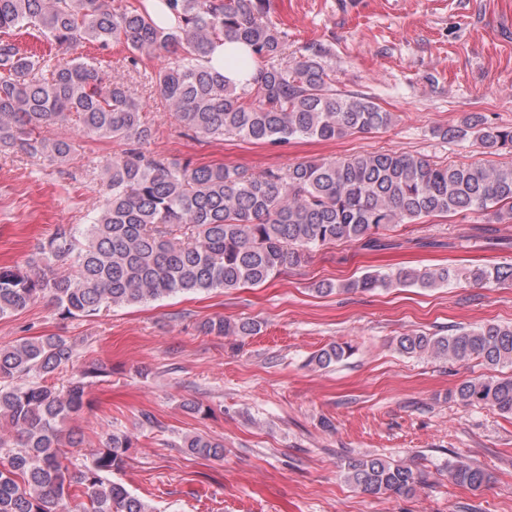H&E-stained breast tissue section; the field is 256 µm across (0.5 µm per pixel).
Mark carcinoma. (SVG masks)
<instances>
[{"label":"carcinoma","mask_w":512,"mask_h":512,"mask_svg":"<svg viewBox=\"0 0 512 512\" xmlns=\"http://www.w3.org/2000/svg\"><path fill=\"white\" fill-rule=\"evenodd\" d=\"M175 23L154 21L128 4L110 8L102 0H0V154L21 153L52 164L67 163L78 139L95 137L125 145L106 169L105 206L82 238L60 224L36 248L26 269L0 267V318L49 298L63 318L92 317L111 306L153 301L188 292L226 291L260 285L301 266L309 251L338 241L376 247L395 224L464 212L481 213L490 224L512 220V163H434L423 156L373 152L344 160L298 162L288 170L249 174L219 165L197 166L145 150L154 130L128 78L136 74L174 111L179 127L195 138L239 136L253 143L294 139L333 140L386 128L395 115L368 97L332 89L318 61L324 49L293 58L284 67L282 32L270 17L269 0H163ZM32 31L47 43L73 49L91 43L103 51L123 47L122 72L112 74L96 59L47 58L11 39ZM224 39L249 49L251 82L229 83L206 65L210 49ZM167 52L170 65L147 70L146 60ZM60 125L69 137H48ZM447 140L471 139L484 152L512 150V127L466 113L439 131ZM457 277L446 266L369 272L320 293L368 292L398 287L440 288ZM476 284L512 281V267L469 272ZM207 334L257 333L259 323L211 319ZM407 355L430 354L454 361L472 357L490 367H512V326L485 323L446 336H400ZM351 347L333 343L314 356L327 368ZM74 345L45 336L0 347V420L14 432L0 437L8 466L0 468V512H57L75 486L84 512H153L107 474L122 467L134 440L111 433L89 462L76 467L64 449L80 445L62 425L86 405L85 389L112 374L91 363L82 377L60 390L45 378L63 369ZM449 397L512 415V375L460 384ZM179 447L222 459L224 443L186 435ZM448 478L477 491L491 476L457 459ZM346 483L371 496L408 498L427 482L405 462L381 456L348 460Z\"/></svg>","instance_id":"obj_1"}]
</instances>
